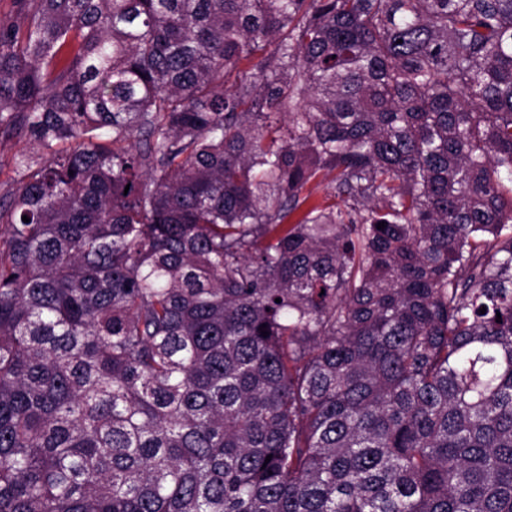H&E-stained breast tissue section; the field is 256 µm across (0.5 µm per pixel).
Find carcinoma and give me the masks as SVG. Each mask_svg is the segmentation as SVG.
<instances>
[{
    "label": "carcinoma",
    "instance_id": "cac0c4a2",
    "mask_svg": "<svg viewBox=\"0 0 512 512\" xmlns=\"http://www.w3.org/2000/svg\"><path fill=\"white\" fill-rule=\"evenodd\" d=\"M14 139L0 512H512V0H10Z\"/></svg>",
    "mask_w": 512,
    "mask_h": 512
}]
</instances>
